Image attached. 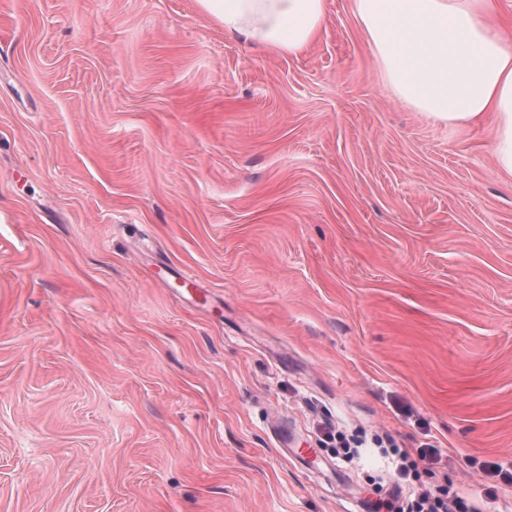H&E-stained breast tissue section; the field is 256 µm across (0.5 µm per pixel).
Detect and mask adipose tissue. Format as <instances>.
I'll use <instances>...</instances> for the list:
<instances>
[{
  "label": "adipose tissue",
  "mask_w": 512,
  "mask_h": 512,
  "mask_svg": "<svg viewBox=\"0 0 512 512\" xmlns=\"http://www.w3.org/2000/svg\"><path fill=\"white\" fill-rule=\"evenodd\" d=\"M225 32L280 55L305 51L325 0H197ZM355 22L402 103L451 128L490 123L512 181V17L500 0H351Z\"/></svg>",
  "instance_id": "1"
}]
</instances>
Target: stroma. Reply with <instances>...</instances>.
<instances>
[{
    "label": "stroma",
    "instance_id": "obj_1",
    "mask_svg": "<svg viewBox=\"0 0 512 512\" xmlns=\"http://www.w3.org/2000/svg\"><path fill=\"white\" fill-rule=\"evenodd\" d=\"M351 12L274 55L196 0H0V512L512 494V183Z\"/></svg>",
    "mask_w": 512,
    "mask_h": 512
}]
</instances>
